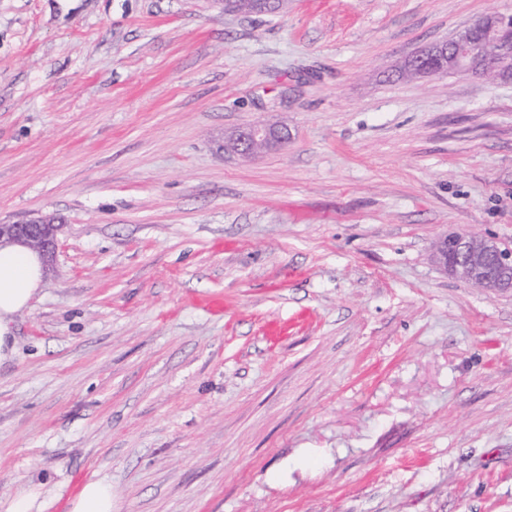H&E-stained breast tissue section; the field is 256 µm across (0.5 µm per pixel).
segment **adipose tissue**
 <instances>
[{
  "label": "adipose tissue",
  "instance_id": "obj_1",
  "mask_svg": "<svg viewBox=\"0 0 512 512\" xmlns=\"http://www.w3.org/2000/svg\"><path fill=\"white\" fill-rule=\"evenodd\" d=\"M43 276L44 262L37 252L17 243L0 245V364L14 357V317L29 305Z\"/></svg>",
  "mask_w": 512,
  "mask_h": 512
}]
</instances>
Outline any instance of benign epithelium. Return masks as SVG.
Here are the masks:
<instances>
[{"mask_svg":"<svg viewBox=\"0 0 512 512\" xmlns=\"http://www.w3.org/2000/svg\"><path fill=\"white\" fill-rule=\"evenodd\" d=\"M226 13L264 14L272 0H249L240 7L235 0H213ZM492 47L504 59H512V15L487 14L449 40L433 46L445 59L443 72L476 73L489 66L483 48ZM288 143L285 129L264 120L224 132L219 150L227 156L248 160ZM60 225L55 217L39 214L20 222L0 224V243L24 244L43 256H51L58 243ZM433 260L445 274L495 292L512 290V249L493 238L475 233L453 232L438 237Z\"/></svg>","mask_w":512,"mask_h":512,"instance_id":"1","label":"benign epithelium"}]
</instances>
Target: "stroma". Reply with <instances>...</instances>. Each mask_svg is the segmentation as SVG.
Instances as JSON below:
<instances>
[{
  "instance_id": "stroma-1",
  "label": "stroma",
  "mask_w": 512,
  "mask_h": 512,
  "mask_svg": "<svg viewBox=\"0 0 512 512\" xmlns=\"http://www.w3.org/2000/svg\"><path fill=\"white\" fill-rule=\"evenodd\" d=\"M512 0H0V221L57 216L0 365V512H512V78L402 79ZM256 120L285 149H217ZM279 482H272V473ZM214 3L222 6L224 14L226 13H247V14H264L270 10L272 0H248V6L241 8L238 0H212ZM236 1V3H235ZM433 260L445 274L495 292L512 290V249L493 238L453 232L438 237ZM67 512H115L111 482L99 479L88 481L69 501Z\"/></svg>"
}]
</instances>
